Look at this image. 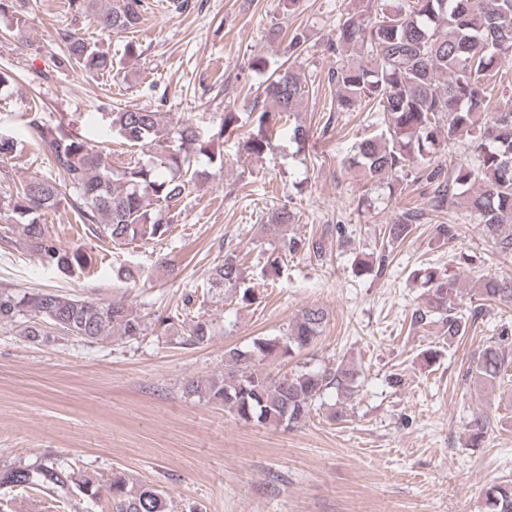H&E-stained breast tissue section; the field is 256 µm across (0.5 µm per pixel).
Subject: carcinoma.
<instances>
[{
  "label": "carcinoma",
  "instance_id": "1",
  "mask_svg": "<svg viewBox=\"0 0 512 512\" xmlns=\"http://www.w3.org/2000/svg\"><path fill=\"white\" fill-rule=\"evenodd\" d=\"M9 15L17 34L27 18L17 0H0V16ZM142 0H120L99 10L94 22L100 32L132 30L141 24ZM64 50L51 56L35 79L70 69L109 75L112 56L98 41L66 31L60 34ZM328 49L340 56L352 51L365 58L346 60L328 75L336 86L337 108L346 112L376 113L380 130L355 146L347 162L363 179L395 191L408 175L427 191L425 212L401 210L388 225L387 244L375 259L360 260L358 275L382 276L390 265L389 244L406 239L414 224L428 213L437 218L435 234L442 241L458 237L459 227L444 221L448 208L465 205L496 240L502 256L512 255V97L492 104L494 90L504 82L503 64L512 60V0H358V6L336 24V39ZM307 78L291 66L278 65L267 79L264 101H255L249 113L252 129L243 149L260 157L273 149V138L283 115L300 107ZM112 131L145 150L149 160L130 161L116 168L108 157L63 125L31 121L32 137L52 160V177L34 176L19 186L5 203L12 223L20 224L30 250L42 264L62 270L82 269L80 248H66L53 238L40 217L65 202L82 224L112 246L133 241L165 239L177 214L174 207L210 176L193 166L192 156L214 161L215 145L230 128L238 127V113L226 112L206 138L187 120L175 121L158 108L128 107L106 113ZM463 134L470 137L468 158L449 166L436 160L440 148L452 147ZM25 149L23 141L0 133V162ZM296 214L283 208L269 215L265 230L275 243L261 252L263 268L277 270L284 258H319L321 240L287 234ZM425 288V301L415 307L411 323L421 325L438 315L448 324V338L462 337L489 304L512 306V281L486 275L476 288L480 304L470 317L457 315L455 298L461 284L448 270L426 266L414 271ZM211 287L239 308L256 304L259 294L249 285L246 267L234 251L211 273ZM33 318L26 335H41L45 322L66 334L98 341L110 336L136 339L144 334L143 317L122 301L99 303L60 290L42 289L23 294L0 288V325ZM326 310L303 308L286 329L275 336H259L246 348L224 349V372L191 380L185 392L221 407L246 424L295 427L307 422L324 398L337 393L349 400L359 388V371L349 361L303 366L273 376L264 364L311 347L327 323ZM211 323L195 322L188 342L201 344L211 336ZM512 368L495 343L478 356L476 381L487 386ZM489 427L488 417L472 415L470 441L479 444ZM0 487H37L65 500L71 512H86V503L99 499L100 487L47 458L18 463L0 475ZM111 512H169L163 492L134 483L123 472L106 482ZM483 512H512V480L489 486Z\"/></svg>",
  "mask_w": 512,
  "mask_h": 512
}]
</instances>
